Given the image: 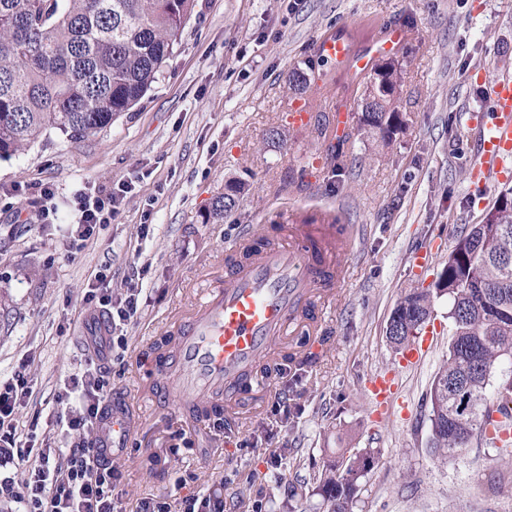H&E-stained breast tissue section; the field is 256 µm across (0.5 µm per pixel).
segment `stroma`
<instances>
[{
	"label": "stroma",
	"mask_w": 512,
	"mask_h": 512,
	"mask_svg": "<svg viewBox=\"0 0 512 512\" xmlns=\"http://www.w3.org/2000/svg\"><path fill=\"white\" fill-rule=\"evenodd\" d=\"M408 38L394 56L403 70L399 110L406 128L390 144L358 131L365 80L323 62L315 51L327 33L364 47L386 28ZM512 69V0H199L173 54L140 103L95 137L73 143L55 135L0 160V381L29 365L33 394L18 411L55 407L65 379L89 370L86 343L96 314L84 303L88 280L109 266L113 288L148 266L141 313L119 356L106 363L113 392L136 401L142 425L135 446L114 458L113 496L122 512L221 491L225 512H324L319 477L339 448H375L353 512H512V453L474 445L448 460L429 449L427 394L448 356V300H435V348L399 377L400 403L375 419L366 383L390 369L398 353L386 326L398 297L428 286L462 231L481 223L502 189L469 201L478 150L471 113L483 111L473 71ZM306 85H295L296 75ZM308 103L316 125L297 129L288 116ZM349 117L345 142L329 146L319 127ZM145 173L112 223L77 253L54 226L77 222L76 190ZM241 181L235 208L219 222L211 201L229 179ZM49 183L50 200L17 196L15 184ZM323 211L358 227L350 269L325 307L330 340L302 370L280 367L261 378L231 421L195 422L179 414L162 378L147 380L139 359L165 345L174 316L206 292L205 269L224 264L242 226L260 233ZM23 215L28 228L15 223ZM152 231L141 237L139 226ZM425 244L429 272L412 265ZM298 409L287 424L268 417L276 394ZM253 451L240 450L241 441ZM287 448L280 467L266 451Z\"/></svg>",
	"instance_id": "1"
}]
</instances>
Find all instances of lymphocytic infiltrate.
I'll use <instances>...</instances> for the list:
<instances>
[{
  "label": "lymphocytic infiltrate",
  "mask_w": 512,
  "mask_h": 512,
  "mask_svg": "<svg viewBox=\"0 0 512 512\" xmlns=\"http://www.w3.org/2000/svg\"><path fill=\"white\" fill-rule=\"evenodd\" d=\"M133 188V180L128 179L108 188L78 190L81 215L69 231L71 246L83 248L101 225L110 223ZM110 281L109 273L99 270L84 295L91 309L106 320L104 346L88 348L99 360L104 357L103 347L123 345V331L134 323L140 310L138 282L126 281L123 293L116 295ZM108 388L109 382L101 374H73L65 380L64 391L57 397L60 409L54 425L71 443L55 448L49 440L39 439L35 419L25 438L17 436V410L32 393L25 371L16 370L11 379L0 383V456L28 468V477L20 485L0 482V494L22 503L24 512H115L113 469L100 463L96 443L89 438Z\"/></svg>",
  "instance_id": "f902f5d3"
}]
</instances>
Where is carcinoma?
<instances>
[{
  "label": "carcinoma",
  "mask_w": 512,
  "mask_h": 512,
  "mask_svg": "<svg viewBox=\"0 0 512 512\" xmlns=\"http://www.w3.org/2000/svg\"><path fill=\"white\" fill-rule=\"evenodd\" d=\"M197 0H0V160L15 157L57 133L71 142L95 136L145 95L170 59ZM401 66L379 57L370 72ZM398 98L362 112L359 129L388 144L403 132ZM241 185L230 182L209 208L222 220L236 206ZM448 297L453 338L448 358L429 389L430 450L454 456L477 432L495 438L512 419V189L499 194L480 224L472 225L448 256L431 288L404 292L387 323L400 350L430 321L433 300ZM495 386L494 397L488 387ZM465 409H453L457 397ZM338 460L319 480L327 512H352L360 480L377 460L366 448Z\"/></svg>",
  "instance_id": "obj_1"
}]
</instances>
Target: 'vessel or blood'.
I'll use <instances>...</instances> for the list:
<instances>
[{
  "label": "vessel or blood",
  "instance_id": "vessel-or-blood-1",
  "mask_svg": "<svg viewBox=\"0 0 512 512\" xmlns=\"http://www.w3.org/2000/svg\"><path fill=\"white\" fill-rule=\"evenodd\" d=\"M406 37L403 28H390L359 53L346 38L328 34L319 38L316 49L336 65L362 72L378 54L395 50ZM480 76L488 88V107L473 120L480 137L472 170L477 190L486 188L490 178L512 174V76L489 68L482 69ZM298 232V227H289L281 242L261 248L251 245L253 228L239 234L236 258L180 323L169 347L155 362V370L165 374L172 386L179 410L218 402L225 413H233L241 396L251 390L258 361L290 324L302 322L306 335L318 334L317 322L308 316L313 291L326 282L342 281L347 270L315 253L312 239L299 238ZM437 333V327L427 326L419 341L403 354L402 368L416 366ZM368 389L376 414H388L397 395L394 376H374ZM139 423L131 397L115 394L98 424L105 457L122 454Z\"/></svg>",
  "mask_w": 512,
  "mask_h": 512
}]
</instances>
